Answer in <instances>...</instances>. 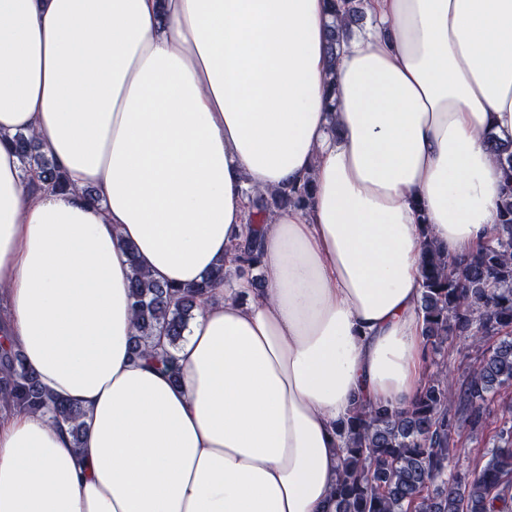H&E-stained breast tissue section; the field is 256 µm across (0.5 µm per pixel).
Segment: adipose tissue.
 Instances as JSON below:
<instances>
[{"instance_id":"1","label":"adipose tissue","mask_w":512,"mask_h":512,"mask_svg":"<svg viewBox=\"0 0 512 512\" xmlns=\"http://www.w3.org/2000/svg\"><path fill=\"white\" fill-rule=\"evenodd\" d=\"M0 0V329L84 431L0 418V512H326L336 425L422 379L420 252L490 237L512 138V0ZM20 132L68 189L33 190ZM262 286L202 296L178 376L136 358L133 266L233 268L255 192ZM334 9V22L329 33L328 41V67L334 70L336 66L337 46L340 43V30L345 26L351 31L352 25H358L365 18L363 0H332ZM311 192V188L304 184L302 187H293L290 190H276L268 193L266 196L260 194L255 200V212L252 213L250 224H262L254 219L265 213H270L273 209L288 208V205L300 206L306 203Z\"/></svg>"}]
</instances>
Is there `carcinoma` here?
<instances>
[{
  "mask_svg": "<svg viewBox=\"0 0 512 512\" xmlns=\"http://www.w3.org/2000/svg\"><path fill=\"white\" fill-rule=\"evenodd\" d=\"M328 67L336 66L341 27L365 18L363 0H333ZM14 146L36 184L67 188L62 172L37 151L34 137L18 133ZM491 150L504 172V195L491 237L466 260L455 261L428 235L421 247L418 305L425 346L424 380L405 410L356 402L337 423L339 466L330 500L333 512H512V140ZM308 185L258 195L256 217L306 203ZM236 273L258 267L256 232L238 248ZM228 284L224 267L189 286H173L133 266L131 292L135 355L161 361L178 377L172 354L183 340L197 298ZM464 339L481 350L461 384L448 379V345ZM499 402L502 425L477 449L470 473L451 468L457 447L486 429ZM0 410L37 412L70 424L74 444L83 432L82 410L40 385L20 352L0 345Z\"/></svg>",
  "mask_w": 512,
  "mask_h": 512,
  "instance_id": "carcinoma-1",
  "label": "carcinoma"
}]
</instances>
